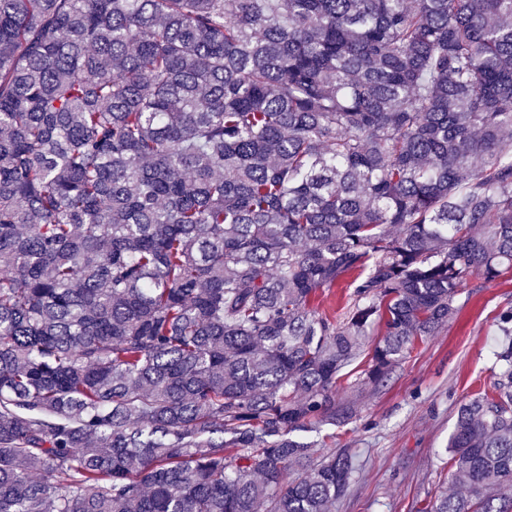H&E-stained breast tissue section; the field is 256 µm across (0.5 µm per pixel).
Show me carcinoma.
<instances>
[{
    "label": "carcinoma",
    "mask_w": 512,
    "mask_h": 512,
    "mask_svg": "<svg viewBox=\"0 0 512 512\" xmlns=\"http://www.w3.org/2000/svg\"><path fill=\"white\" fill-rule=\"evenodd\" d=\"M507 269L512 0H0V512H334L372 326ZM499 326L423 512H512ZM347 297L343 284L325 290L318 300L319 310L329 316H339L344 312Z\"/></svg>",
    "instance_id": "obj_1"
}]
</instances>
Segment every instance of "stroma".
I'll use <instances>...</instances> for the list:
<instances>
[{"label": "stroma", "mask_w": 512, "mask_h": 512, "mask_svg": "<svg viewBox=\"0 0 512 512\" xmlns=\"http://www.w3.org/2000/svg\"><path fill=\"white\" fill-rule=\"evenodd\" d=\"M457 305L444 329L416 340L384 386L362 384L355 370L344 378L338 396L356 402V418L315 435L327 449L360 456V472L336 512H421L450 479L446 448L457 407L495 393L492 349L499 315L512 308V270L489 282L472 278Z\"/></svg>", "instance_id": "1"}]
</instances>
